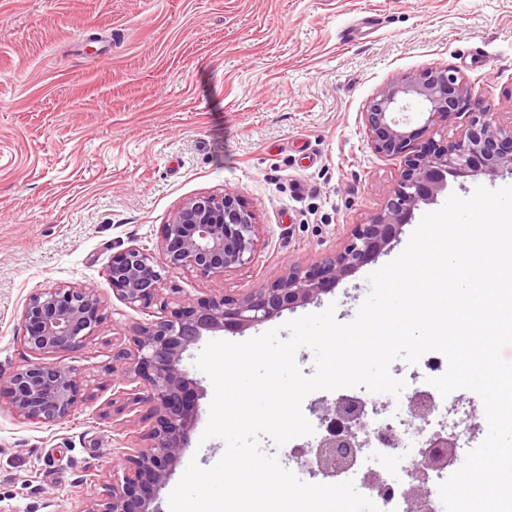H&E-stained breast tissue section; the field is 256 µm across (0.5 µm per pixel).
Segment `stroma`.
<instances>
[{
    "label": "stroma",
    "instance_id": "1",
    "mask_svg": "<svg viewBox=\"0 0 512 512\" xmlns=\"http://www.w3.org/2000/svg\"><path fill=\"white\" fill-rule=\"evenodd\" d=\"M445 67L496 121L512 124V0H0V375L27 354L17 340L29 295L59 283L99 286L104 320L60 361L85 395L61 424L23 422L0 399V512H83L99 499L134 425L112 404V353L159 307L108 288L113 254L156 250L185 200L235 191L256 213L255 261L214 282L165 274L161 298L223 288L237 296L288 263L340 250L382 208L401 159L368 146L362 114L394 77ZM429 204L390 252L320 300L207 340L243 342L334 307L354 320L368 277L406 247ZM200 416L160 512L190 462L212 467L203 439L214 389L195 364Z\"/></svg>",
    "mask_w": 512,
    "mask_h": 512
}]
</instances>
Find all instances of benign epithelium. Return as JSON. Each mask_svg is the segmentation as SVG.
<instances>
[{
  "label": "benign epithelium",
  "mask_w": 512,
  "mask_h": 512,
  "mask_svg": "<svg viewBox=\"0 0 512 512\" xmlns=\"http://www.w3.org/2000/svg\"><path fill=\"white\" fill-rule=\"evenodd\" d=\"M416 100L426 111L423 125L411 127L398 115ZM472 107L464 135L434 146L430 136L450 116ZM367 143L385 157H402L404 166L388 191L381 210L350 230L343 248L311 263L291 262L273 282L261 281L246 293L231 297L214 288L204 299L185 297L163 305L160 320L138 329L132 345L121 349L112 364V388L132 412L145 407L151 424L122 454L121 471H112L106 493L82 512H157L156 492L178 464L187 436L197 419L187 394L192 382L181 368L183 353L207 332L240 331L284 310L307 304L329 292L346 275L378 257L411 219L415 208L434 201L447 187V176L463 175L481 165L490 172H512V125L496 123L493 113L475 97L464 78L448 68H428L386 83L362 113ZM158 252L130 245L112 255L106 282L112 293L134 307L151 305L162 291V272L191 269L214 280L250 264L258 251L259 224L239 193H202L183 202L158 228ZM20 342L33 356L8 377H0V397H6L23 420L58 424L72 414L81 397L82 382L57 362L61 353L83 347L103 320L100 291L94 285L57 284L32 293L24 306ZM367 401L340 397L325 408L322 421L338 427L310 450L303 460L315 476L333 478L348 470L362 447ZM417 428L430 423V397L409 400ZM455 443L445 433L431 440L402 495L409 512H423L428 500L429 473L444 468L456 456Z\"/></svg>",
  "instance_id": "7a95c632"
}]
</instances>
